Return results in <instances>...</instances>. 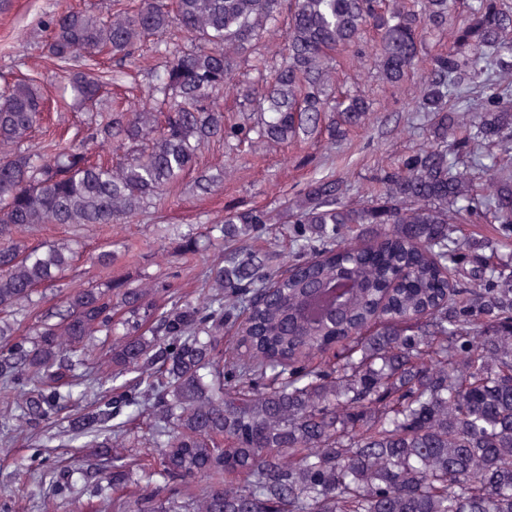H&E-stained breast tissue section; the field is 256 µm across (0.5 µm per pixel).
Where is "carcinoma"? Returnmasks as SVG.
Segmentation results:
<instances>
[{"label":"carcinoma","instance_id":"cac0c4a2","mask_svg":"<svg viewBox=\"0 0 512 512\" xmlns=\"http://www.w3.org/2000/svg\"><path fill=\"white\" fill-rule=\"evenodd\" d=\"M455 4L113 0L53 15L46 54L80 120L55 125L31 78L0 88V314L36 307L79 256L18 231L122 224L188 175L209 194L224 183L200 163L214 143L343 141L372 103L336 85L334 54L399 89L424 38L442 45L416 86L427 146L380 168L367 200L330 175L275 214L224 213L211 229L229 246L195 298L109 276L24 335L0 320V395L24 396L3 406L12 433L78 406L57 447L83 449L127 512H512V263L454 228H512V7L466 0L456 21ZM283 19L282 62L242 77L239 53ZM142 73L152 105L128 110L112 89ZM476 89L467 123L448 94ZM229 93L231 114L214 104ZM274 220L297 245L284 271L280 251L247 242ZM102 357L109 390L77 372Z\"/></svg>","mask_w":512,"mask_h":512}]
</instances>
